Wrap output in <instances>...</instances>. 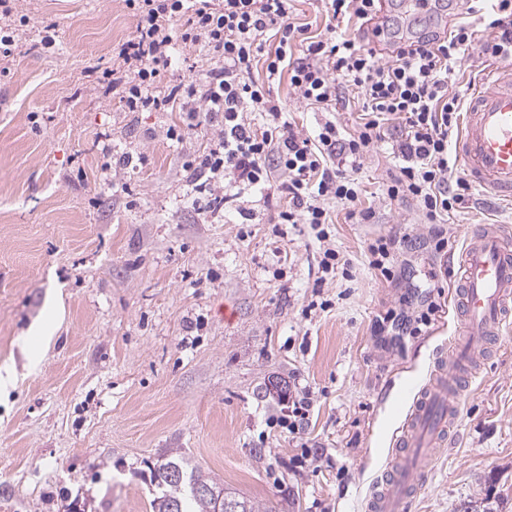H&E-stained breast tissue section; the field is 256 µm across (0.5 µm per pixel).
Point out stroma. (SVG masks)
I'll return each mask as SVG.
<instances>
[{"label": "stroma", "instance_id": "stroma-1", "mask_svg": "<svg viewBox=\"0 0 512 512\" xmlns=\"http://www.w3.org/2000/svg\"><path fill=\"white\" fill-rule=\"evenodd\" d=\"M23 9L26 41L0 77V512H151L150 469L170 448L261 512H360L396 425L390 398L448 342L464 233L512 227V202L476 189L447 223H424L413 199L382 192L393 128L355 173L374 223L332 203L320 243L277 224L261 193L197 191L185 164L217 136L216 119L198 114L192 129L186 113L126 112L104 96L90 72L133 31L123 0ZM274 92L310 135L329 119L353 130L362 106L350 86L330 114L288 82ZM173 125L183 140L169 139ZM379 239L388 277L369 265ZM327 246L344 263L321 284ZM427 282L432 323L384 340L377 322L410 309ZM287 384L312 401L294 435L275 423ZM483 501L512 512V333L462 398L457 441L410 512Z\"/></svg>", "mask_w": 512, "mask_h": 512}]
</instances>
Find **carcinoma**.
Segmentation results:
<instances>
[{
	"label": "carcinoma",
	"instance_id": "1",
	"mask_svg": "<svg viewBox=\"0 0 512 512\" xmlns=\"http://www.w3.org/2000/svg\"><path fill=\"white\" fill-rule=\"evenodd\" d=\"M152 512H214V495L233 505L232 512H259V507L231 495L224 485L208 479L181 452L171 449L151 469Z\"/></svg>",
	"mask_w": 512,
	"mask_h": 512
}]
</instances>
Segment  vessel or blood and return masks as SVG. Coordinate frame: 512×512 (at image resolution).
Returning <instances> with one entry per match:
<instances>
[{
	"label": "vessel or blood",
	"mask_w": 512,
	"mask_h": 512,
	"mask_svg": "<svg viewBox=\"0 0 512 512\" xmlns=\"http://www.w3.org/2000/svg\"><path fill=\"white\" fill-rule=\"evenodd\" d=\"M454 149L476 187L512 201V62L486 68ZM458 264L449 295L454 332L436 351L426 379L406 380L399 390L406 420L365 497L364 512H407L419 497L428 462L455 441L461 398L512 321V232L500 224L478 225L467 235Z\"/></svg>",
	"instance_id": "obj_1"
}]
</instances>
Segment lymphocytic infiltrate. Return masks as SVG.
Returning <instances> with one entry per match:
<instances>
[{
	"label": "lymphocytic infiltrate",
	"instance_id": "f902f5d3",
	"mask_svg": "<svg viewBox=\"0 0 512 512\" xmlns=\"http://www.w3.org/2000/svg\"><path fill=\"white\" fill-rule=\"evenodd\" d=\"M20 0H0V75L10 72L29 23ZM135 22L130 38L112 49V66L97 81L113 102L130 112L205 111L222 129L206 153L186 164L195 179L232 188L256 187L282 174L276 188L277 221L304 224L325 249L322 274H335L341 261L327 247L330 216L325 201L347 208L349 219L372 223L361 203L363 188L352 173L384 138L391 124L402 133L393 147L397 172L385 191L390 199L412 198L430 224L443 223L469 197L471 186L457 174L448 135L458 125L463 96L449 93L455 65L477 33L489 59L512 61V0H466L469 21L438 13L437 32L394 39L375 27L377 0H322L325 30L311 33L295 21L293 0H123ZM202 48L208 69L191 79L166 76L177 46ZM264 61L267 79L252 77ZM288 76L299 100L320 112L335 111L342 87L358 90L362 117L342 134L335 122L308 138L284 119L273 89ZM258 112L266 128L248 115Z\"/></svg>",
	"mask_w": 512,
	"mask_h": 512
}]
</instances>
